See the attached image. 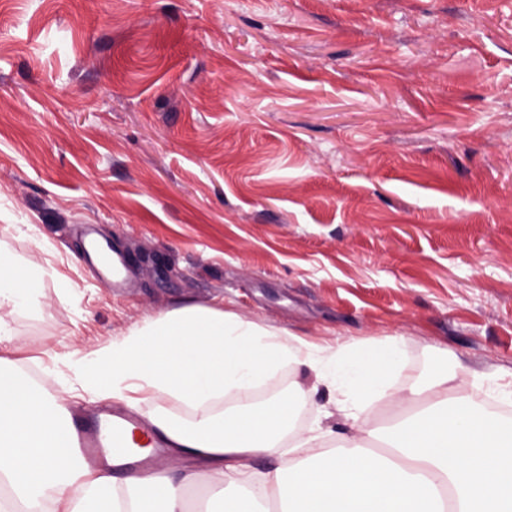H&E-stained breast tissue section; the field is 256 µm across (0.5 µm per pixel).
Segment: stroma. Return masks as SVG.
Here are the masks:
<instances>
[{"label": "stroma", "instance_id": "35a3bbf8", "mask_svg": "<svg viewBox=\"0 0 512 512\" xmlns=\"http://www.w3.org/2000/svg\"><path fill=\"white\" fill-rule=\"evenodd\" d=\"M0 244L47 271L0 358L72 418L71 354L215 304L512 418V0H0Z\"/></svg>", "mask_w": 512, "mask_h": 512}]
</instances>
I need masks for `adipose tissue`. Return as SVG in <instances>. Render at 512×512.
<instances>
[{
    "mask_svg": "<svg viewBox=\"0 0 512 512\" xmlns=\"http://www.w3.org/2000/svg\"><path fill=\"white\" fill-rule=\"evenodd\" d=\"M44 286L38 267L0 246V307L29 303ZM310 369L342 424L374 436L367 411L385 402L394 423L386 453L363 442L344 451L317 448L316 434L295 430V404L312 387L295 384L285 399L239 404L213 413L221 394H246L281 363ZM80 388L91 399L138 408L147 391L191 406L192 423L165 410L149 412L153 427L183 457L224 489L212 512H512V423L458 391L447 364L405 388L398 339L381 344H317L282 337L216 306H187L147 318L89 357H74ZM274 454L275 472L250 460ZM0 512H113L114 479L73 450L72 431L44 386L0 358ZM128 512H187L184 483L170 477L127 478Z\"/></svg>",
    "mask_w": 512,
    "mask_h": 512,
    "instance_id": "ef3b65f1",
    "label": "adipose tissue"
}]
</instances>
